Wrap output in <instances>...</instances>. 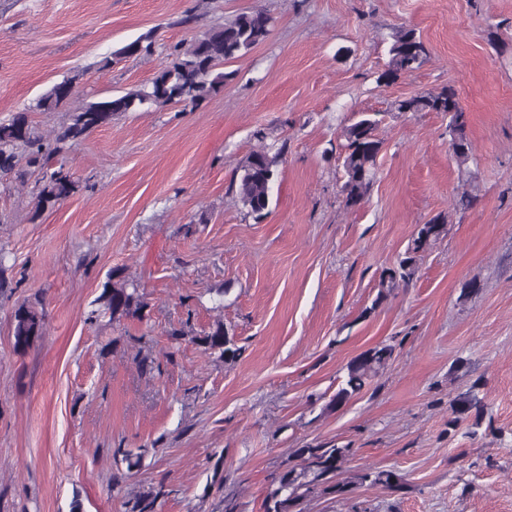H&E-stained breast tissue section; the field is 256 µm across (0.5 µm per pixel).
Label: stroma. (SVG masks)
Masks as SVG:
<instances>
[{"label":"stroma","mask_w":512,"mask_h":512,"mask_svg":"<svg viewBox=\"0 0 512 512\" xmlns=\"http://www.w3.org/2000/svg\"><path fill=\"white\" fill-rule=\"evenodd\" d=\"M255 10L271 33L225 64L219 92L118 113L51 159L72 196L38 208L39 175L23 165L0 182V512H71L76 499L122 512L119 446L144 452L125 493L169 485L158 512H224L229 499L262 512L296 449L320 443L400 487L358 486L305 512H512V0H0V122L71 77L66 104L29 115L55 134L78 105L148 84L174 46ZM401 28L429 59L387 85L377 76ZM147 33L150 53L117 56ZM447 87L468 117L464 169L447 114L394 107ZM360 112L378 113L383 148L349 209L342 130ZM263 143L286 153L257 221L234 179ZM465 190L472 205L455 208ZM441 212L445 237L382 290ZM115 271L138 284L144 317L88 322ZM35 300L46 332L19 353L13 311ZM219 321L235 363L191 341ZM381 344L395 348L383 372L327 410L347 362ZM141 355L161 371H142ZM475 382L491 419L476 431L451 408Z\"/></svg>","instance_id":"35a3bbf8"}]
</instances>
